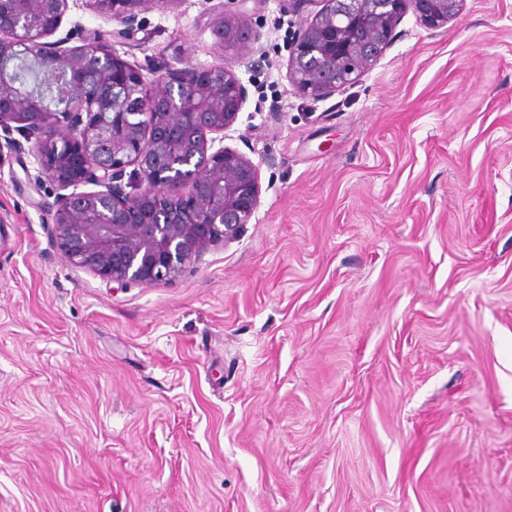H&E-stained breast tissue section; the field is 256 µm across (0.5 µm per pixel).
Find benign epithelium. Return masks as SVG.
<instances>
[{
	"instance_id": "7a95c632",
	"label": "benign epithelium",
	"mask_w": 512,
	"mask_h": 512,
	"mask_svg": "<svg viewBox=\"0 0 512 512\" xmlns=\"http://www.w3.org/2000/svg\"><path fill=\"white\" fill-rule=\"evenodd\" d=\"M178 2L83 0V8L118 23L112 35L126 37L148 6ZM246 2L228 0L236 9L212 18V33L228 50L260 40ZM282 2L290 12L319 5L294 32L287 74L298 93L321 100L372 67L407 13L436 29L464 0ZM69 9V0H0V67L25 59L43 74L64 76L63 97L51 106L1 76L0 128L23 135L38 180L57 187L50 219L71 265L122 288L172 282L238 238L259 208V165L224 145L248 90L225 65L148 80L106 34L85 37L75 23L59 35ZM80 185L94 189L75 191Z\"/></svg>"
}]
</instances>
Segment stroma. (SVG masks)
I'll return each instance as SVG.
<instances>
[{
    "label": "stroma",
    "instance_id": "obj_1",
    "mask_svg": "<svg viewBox=\"0 0 512 512\" xmlns=\"http://www.w3.org/2000/svg\"><path fill=\"white\" fill-rule=\"evenodd\" d=\"M224 2L114 40L248 90L225 144L260 206L197 268L73 267L55 186L0 153V512H512V0L406 15L325 100L288 82L300 14L229 53Z\"/></svg>",
    "mask_w": 512,
    "mask_h": 512
}]
</instances>
